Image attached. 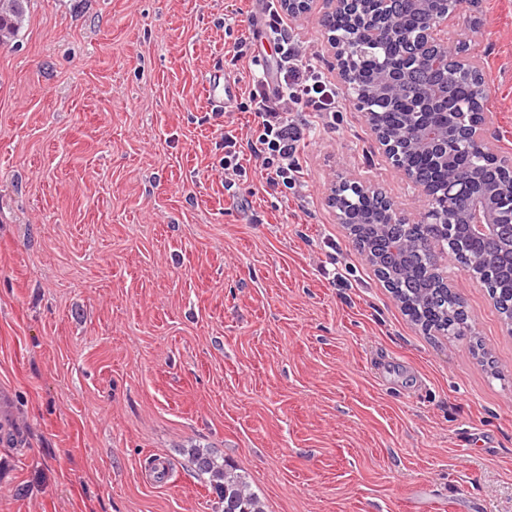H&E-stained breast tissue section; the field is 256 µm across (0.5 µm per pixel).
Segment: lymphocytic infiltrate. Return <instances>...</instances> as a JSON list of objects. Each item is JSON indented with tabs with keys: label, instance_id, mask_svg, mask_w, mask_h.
Masks as SVG:
<instances>
[{
	"label": "lymphocytic infiltrate",
	"instance_id": "f902f5d3",
	"mask_svg": "<svg viewBox=\"0 0 512 512\" xmlns=\"http://www.w3.org/2000/svg\"><path fill=\"white\" fill-rule=\"evenodd\" d=\"M279 2L264 0L275 57L269 69L252 76L239 104L240 111L252 114L255 126L247 138L232 129L224 132L220 167L228 191L254 169L265 192L298 193L304 185L299 146L306 131L317 120L335 119L339 110L335 84L288 28Z\"/></svg>",
	"mask_w": 512,
	"mask_h": 512
}]
</instances>
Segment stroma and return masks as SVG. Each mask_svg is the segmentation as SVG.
<instances>
[{
  "label": "stroma",
  "instance_id": "stroma-1",
  "mask_svg": "<svg viewBox=\"0 0 512 512\" xmlns=\"http://www.w3.org/2000/svg\"><path fill=\"white\" fill-rule=\"evenodd\" d=\"M238 6L29 0L0 46V512H214L194 448L265 512H512V335L485 289L455 272L474 335L423 330L327 205L348 173L415 207L363 114L306 135L303 205L225 191L206 79L272 53L234 60ZM448 31L512 155V0H463Z\"/></svg>",
  "mask_w": 512,
  "mask_h": 512
}]
</instances>
